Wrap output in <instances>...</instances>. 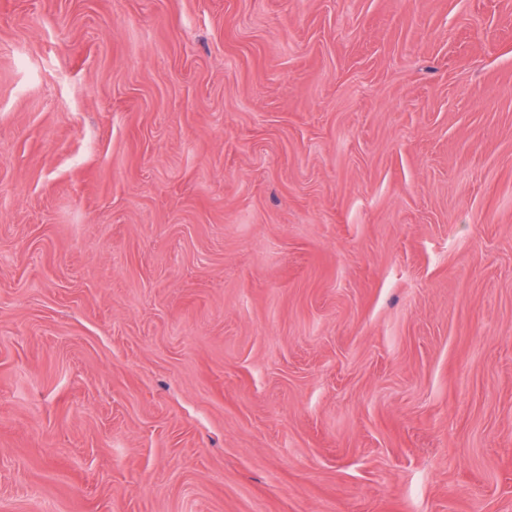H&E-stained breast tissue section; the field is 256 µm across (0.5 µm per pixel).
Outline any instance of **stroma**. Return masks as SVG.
I'll list each match as a JSON object with an SVG mask.
<instances>
[{
	"label": "stroma",
	"mask_w": 512,
	"mask_h": 512,
	"mask_svg": "<svg viewBox=\"0 0 512 512\" xmlns=\"http://www.w3.org/2000/svg\"><path fill=\"white\" fill-rule=\"evenodd\" d=\"M0 512H512V0H0Z\"/></svg>",
	"instance_id": "obj_1"
}]
</instances>
